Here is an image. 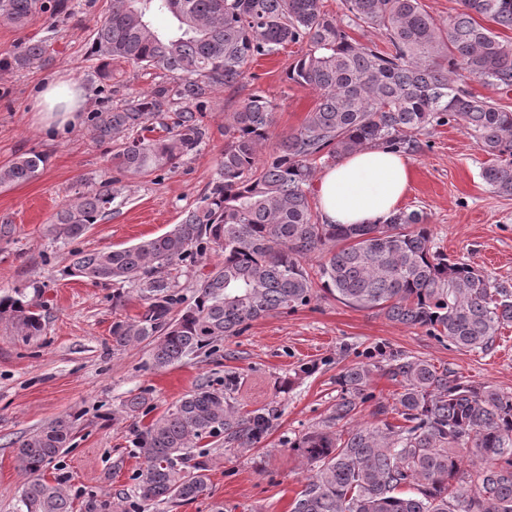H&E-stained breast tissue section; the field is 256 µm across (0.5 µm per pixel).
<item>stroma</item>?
I'll return each mask as SVG.
<instances>
[{
  "mask_svg": "<svg viewBox=\"0 0 512 512\" xmlns=\"http://www.w3.org/2000/svg\"><path fill=\"white\" fill-rule=\"evenodd\" d=\"M72 9L43 14L18 27L0 20V166L39 152L47 157L38 178L0 188V291L19 288L42 307L41 335L25 338L0 327V512H19L28 481L18 443L52 421L75 419L72 445L48 464L44 475L59 482L76 502L116 501L132 494L140 461L135 427L148 424L178 399L225 370L241 374L240 408L274 404L282 411L262 447L246 452L223 438L201 442L209 464V493L177 506L150 504L144 512H291L311 475L290 440L315 428L336 401V375L359 355L400 351L468 379L512 393V326L502 329L487 353L437 342L420 328L392 321L377 311L351 308L327 294L294 312H276L248 330L164 369L153 366L149 342L117 346L112 330L134 322L142 311L129 283L94 284L67 275L71 248L86 251L127 247L160 236L178 224L215 175L224 151V124L250 96L276 106L274 138L297 129L317 95L288 80V69L305 51L288 44L254 61L245 79L205 98L206 136L176 172L121 176L109 213L69 246L49 231L61 207L97 179L109 148L91 138V122L53 133L31 112L39 83L61 74L87 92L86 112H100L152 90L162 79L149 70L113 62L103 78L92 36L109 13L111 0H70ZM50 46L47 61L19 68L12 59L36 41ZM410 154L412 184L402 206L423 211L436 246L448 257L472 264L512 283V197L493 193L481 180L486 159L463 131L442 126L421 134ZM134 395L146 403L137 417L122 404Z\"/></svg>",
  "mask_w": 512,
  "mask_h": 512,
  "instance_id": "obj_1",
  "label": "stroma"
}]
</instances>
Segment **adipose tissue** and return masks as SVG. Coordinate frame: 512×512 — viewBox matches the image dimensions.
Listing matches in <instances>:
<instances>
[{
	"label": "adipose tissue",
	"mask_w": 512,
	"mask_h": 512,
	"mask_svg": "<svg viewBox=\"0 0 512 512\" xmlns=\"http://www.w3.org/2000/svg\"><path fill=\"white\" fill-rule=\"evenodd\" d=\"M84 91L75 81L55 78L33 98L45 129L60 131L82 120ZM408 158L387 148H365L328 167L317 179L319 210L327 224H381L397 212L410 189Z\"/></svg>",
	"instance_id": "1"
}]
</instances>
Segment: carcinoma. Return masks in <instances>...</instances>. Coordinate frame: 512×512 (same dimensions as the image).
Returning <instances> with one entry per match:
<instances>
[{"instance_id": "1", "label": "carcinoma", "mask_w": 512, "mask_h": 512, "mask_svg": "<svg viewBox=\"0 0 512 512\" xmlns=\"http://www.w3.org/2000/svg\"><path fill=\"white\" fill-rule=\"evenodd\" d=\"M343 5L341 20L324 10L323 0H112L93 33L102 66L124 61L163 73L173 86L92 113L93 140L114 142L115 150L99 180L56 213L50 232L57 240L73 243L105 217L114 200L112 169L131 176L175 171L205 136L191 105L243 80L254 59L288 43L306 44L288 79L317 93L304 123L264 158L276 105L255 94L232 113L215 178L170 231L110 251L69 252L73 275L137 285L144 311L113 332L117 345L151 340L154 366L165 368L272 312L306 307L321 291L467 351H489L512 323V284L449 259L433 243L423 213L400 210L374 226L326 224L310 200L318 165L369 147L410 153L418 148L415 136L445 125L477 141L488 156L482 181L512 196V111L466 88L475 77L512 91V41L480 23L512 28V0H460L446 27L421 0ZM45 12L44 0H0V17L15 26ZM156 12L170 14V31L153 27ZM347 26L381 30L388 50L357 42ZM47 55L49 45L37 41L15 64L24 68ZM176 103L183 110L167 134L144 136ZM45 163L31 154L1 166L0 187L35 178ZM211 252L221 260L200 276L194 303L185 307L172 272ZM314 254L321 261L312 272L304 262ZM0 322L27 337L44 328L19 289L0 294ZM376 371L400 386L391 404L374 401ZM240 377L224 371L222 383L199 384L135 430L142 459L136 499L121 501L117 512L205 495L208 462L194 455L196 440L222 436L229 448L260 447L281 413L271 404L241 411ZM336 385L330 413L289 442L313 466L291 512H512V394L398 351L381 365L345 366ZM370 402L371 415L385 417L380 425L357 421ZM390 414L396 422L386 420ZM73 434L74 421L61 417L20 442L31 475L22 512H74L73 500L42 476ZM462 449L480 465H466Z\"/></svg>"}]
</instances>
